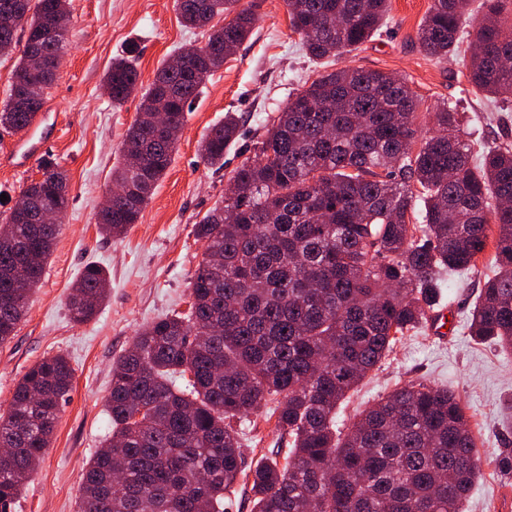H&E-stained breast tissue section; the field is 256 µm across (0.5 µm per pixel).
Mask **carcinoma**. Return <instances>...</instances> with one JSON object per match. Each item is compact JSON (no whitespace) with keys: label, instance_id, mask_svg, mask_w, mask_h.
Listing matches in <instances>:
<instances>
[{"label":"carcinoma","instance_id":"obj_1","mask_svg":"<svg viewBox=\"0 0 512 512\" xmlns=\"http://www.w3.org/2000/svg\"><path fill=\"white\" fill-rule=\"evenodd\" d=\"M0 48L26 39L12 79L29 99L9 94L0 130L18 133L42 112L70 24L62 0H0ZM240 0H177L186 27L207 29L186 45L141 95L128 128L126 161L112 180L133 190L100 210V231L123 235L138 222L172 163L187 112L224 60L248 39L251 11ZM293 32L313 59L351 52L385 23L389 0H285ZM433 0L419 29L431 56L472 38L466 62L479 92L512 98V0ZM228 18L217 28L213 19ZM54 20L57 38H41ZM42 69L33 73L30 60ZM131 60H112L103 89L115 105L138 90ZM418 99L402 79L379 70L326 72L291 98L233 176V194L195 225L203 259L188 311L143 327L112 366V436L90 460L78 512H220L239 479L250 482L253 512H460L481 476L465 407L444 386L408 383L382 396L347 427L339 404L398 337L418 331L445 279L475 267L495 242L492 275L477 297L470 336L512 349V145L480 154L447 105L432 113L436 132L419 148ZM163 112L168 126L158 130ZM238 135L231 112L200 144L204 162L224 167ZM26 191L57 197L66 212L67 176L51 157ZM423 201L422 211L416 202ZM234 220L225 222V212ZM60 225H0V344L23 318ZM109 276L85 266L68 297L70 318L90 321ZM72 388L61 355L34 364L0 414V512H13L25 481L51 442ZM267 410L291 448L243 467L232 421Z\"/></svg>","mask_w":512,"mask_h":512}]
</instances>
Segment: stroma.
<instances>
[{"instance_id": "1", "label": "stroma", "mask_w": 512, "mask_h": 512, "mask_svg": "<svg viewBox=\"0 0 512 512\" xmlns=\"http://www.w3.org/2000/svg\"><path fill=\"white\" fill-rule=\"evenodd\" d=\"M71 24L58 76L49 89L43 124L25 146L0 133V224L21 191L38 178V164L52 155L65 172L70 205L28 313L10 342L0 345V413L18 381L36 362L64 355L73 368V389L59 414L51 444L32 472L14 512H77L89 460L112 433L108 406L112 364L131 347L139 329L188 307L191 278L204 246L194 228L222 204L235 169L289 98L318 74L344 67L383 70L405 79L418 96L420 134L433 129L430 114L444 104L474 116V137L483 145H512V127L468 82L464 66L471 46L439 61L423 49L418 31L432 0H390L380 32L358 49L312 60L290 27L284 0H241L256 18L249 41L227 58L202 87L185 115L173 161L137 224L118 238L99 233L97 212L112 185L123 140L140 99L112 104L102 88L113 58L131 54L140 88L180 47L203 46L208 33L184 27L176 0H68ZM236 113L240 136L214 169L200 143L225 112ZM110 274L109 295L97 316L74 324L67 301L84 266ZM487 257L468 273L447 279L442 303L451 310L445 335L421 330L397 343L337 413L353 419L378 396L410 382L447 386L466 407L481 457L512 454V353L468 334L467 321L490 275ZM242 449L249 463L270 455L281 442L264 413L242 423ZM512 488V470L484 468L463 502V512H503L501 497Z\"/></svg>"}]
</instances>
